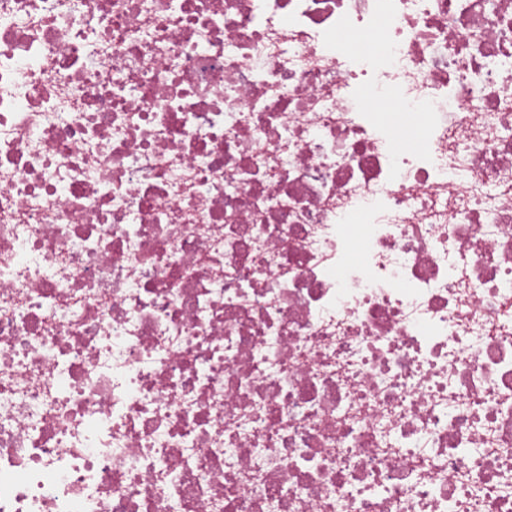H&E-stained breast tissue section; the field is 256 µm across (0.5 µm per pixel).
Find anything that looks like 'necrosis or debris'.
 <instances>
[{"label":"necrosis or debris","mask_w":512,"mask_h":512,"mask_svg":"<svg viewBox=\"0 0 512 512\" xmlns=\"http://www.w3.org/2000/svg\"><path fill=\"white\" fill-rule=\"evenodd\" d=\"M0 512H512V0H0Z\"/></svg>","instance_id":"4bbe7bcc"}]
</instances>
